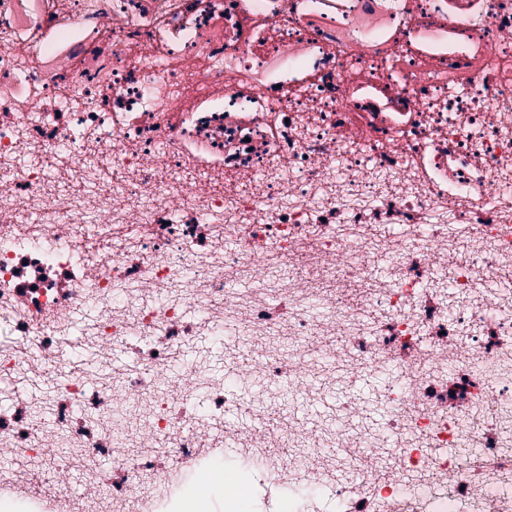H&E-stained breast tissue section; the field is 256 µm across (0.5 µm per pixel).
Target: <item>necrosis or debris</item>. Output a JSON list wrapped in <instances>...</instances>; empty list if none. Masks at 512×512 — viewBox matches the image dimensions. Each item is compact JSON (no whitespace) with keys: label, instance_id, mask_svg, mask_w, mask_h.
<instances>
[{"label":"necrosis or debris","instance_id":"4bbe7bcc","mask_svg":"<svg viewBox=\"0 0 512 512\" xmlns=\"http://www.w3.org/2000/svg\"><path fill=\"white\" fill-rule=\"evenodd\" d=\"M87 308L124 376L48 372ZM228 328L277 391L407 375L313 423L228 424L234 387L165 373ZM24 372L45 392L0 415V457L50 459L59 495L74 451L111 454L96 512L169 500L158 460L212 423L282 475L342 469L347 512H502L512 0H0V380Z\"/></svg>","mask_w":512,"mask_h":512}]
</instances>
